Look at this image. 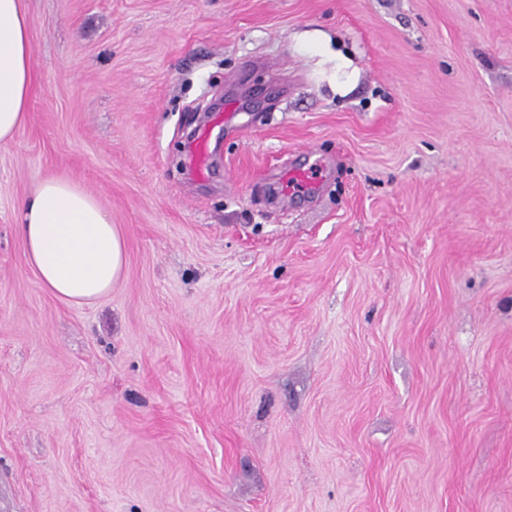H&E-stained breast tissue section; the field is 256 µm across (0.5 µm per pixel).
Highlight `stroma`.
<instances>
[{
  "label": "stroma",
  "instance_id": "obj_1",
  "mask_svg": "<svg viewBox=\"0 0 512 512\" xmlns=\"http://www.w3.org/2000/svg\"><path fill=\"white\" fill-rule=\"evenodd\" d=\"M23 6L0 512H512V0ZM47 176L121 227L103 300L28 262Z\"/></svg>",
  "mask_w": 512,
  "mask_h": 512
}]
</instances>
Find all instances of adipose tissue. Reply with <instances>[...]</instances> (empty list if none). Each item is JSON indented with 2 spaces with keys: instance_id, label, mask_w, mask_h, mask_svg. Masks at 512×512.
I'll return each instance as SVG.
<instances>
[{
  "instance_id": "obj_1",
  "label": "adipose tissue",
  "mask_w": 512,
  "mask_h": 512,
  "mask_svg": "<svg viewBox=\"0 0 512 512\" xmlns=\"http://www.w3.org/2000/svg\"><path fill=\"white\" fill-rule=\"evenodd\" d=\"M21 0H0V142L21 128L34 75ZM16 229L41 287L68 304L105 298L125 270L119 225L99 201L62 177H43L20 204Z\"/></svg>"
}]
</instances>
